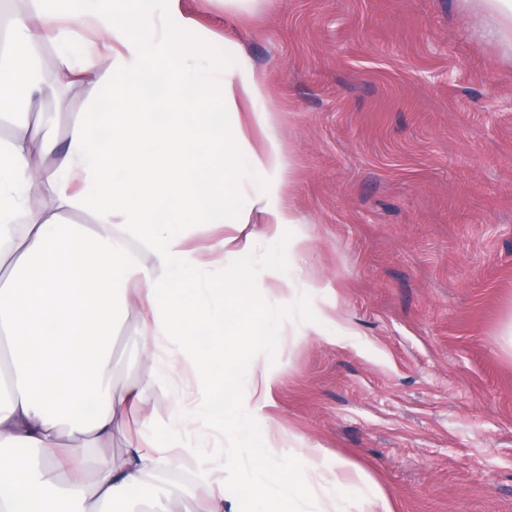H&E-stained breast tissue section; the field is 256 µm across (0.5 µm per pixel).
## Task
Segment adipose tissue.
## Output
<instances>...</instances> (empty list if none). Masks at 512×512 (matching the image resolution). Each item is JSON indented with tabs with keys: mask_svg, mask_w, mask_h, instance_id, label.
Here are the masks:
<instances>
[{
	"mask_svg": "<svg viewBox=\"0 0 512 512\" xmlns=\"http://www.w3.org/2000/svg\"><path fill=\"white\" fill-rule=\"evenodd\" d=\"M487 34L512 50V0H477ZM82 19L103 47L120 49L101 65L91 48L68 51L57 30L59 81L71 86L96 76L105 96L149 86L157 109L129 96L122 111L96 105L58 135L47 115L16 125L0 141V356L15 365L0 375V512H46L49 490L61 486L73 512H110L133 489L152 486L156 500L170 488L159 475L193 456L179 439L149 440L142 420L124 465L100 464L91 484L71 476L81 450L62 445V427L101 448L126 426L139 387L113 391L112 337L118 318L117 270L139 293L147 348L164 353L168 372L190 374L203 394L192 418L238 436L242 497L254 512H350L344 490L353 472L339 462L334 480L317 486L315 471L243 442L245 414L237 391L252 384L260 399L272 390L257 375L252 349L273 352L277 338L269 291L247 267L229 268L187 249L186 228L221 210L245 241L249 219L237 207L243 176L282 169L277 148L262 153L225 143L223 115L262 99L254 74L198 61L177 81H155V62L172 54L176 32L148 43L149 27L116 16L113 0H31L16 45L0 50V123L11 121L14 98L43 93L18 79V57L36 50L41 25ZM88 216L90 224L79 223ZM241 343L224 350V337Z\"/></svg>",
	"mask_w": 512,
	"mask_h": 512,
	"instance_id": "adipose-tissue-1",
	"label": "adipose tissue"
}]
</instances>
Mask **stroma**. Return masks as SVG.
<instances>
[{"instance_id":"35a3bbf8","label":"stroma","mask_w":512,"mask_h":512,"mask_svg":"<svg viewBox=\"0 0 512 512\" xmlns=\"http://www.w3.org/2000/svg\"><path fill=\"white\" fill-rule=\"evenodd\" d=\"M158 27L196 58L246 67L261 114L223 115L287 168L244 180L249 262L283 310L278 357L246 417L251 445L310 448L319 473L362 467L394 512H512V55L464 0H168ZM291 205L268 225L254 201ZM275 253L279 267L264 265ZM306 296L289 302L280 266ZM114 389L141 385L151 435L200 401L188 374L151 385L137 306L118 310Z\"/></svg>"}]
</instances>
